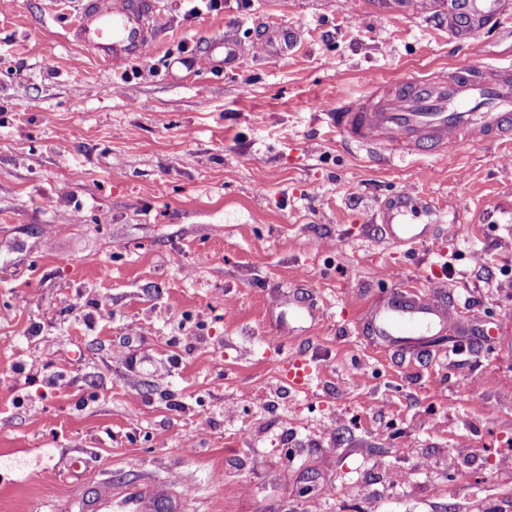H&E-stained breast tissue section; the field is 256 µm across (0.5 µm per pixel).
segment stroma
I'll return each instance as SVG.
<instances>
[{"label":"stroma","instance_id":"35a3bbf8","mask_svg":"<svg viewBox=\"0 0 512 512\" xmlns=\"http://www.w3.org/2000/svg\"><path fill=\"white\" fill-rule=\"evenodd\" d=\"M156 2L163 41L114 70L70 38L76 0H0V512L107 478L177 480L189 512H512V146L392 159L327 119L512 62V0L477 59L448 0ZM265 24L287 56L253 51ZM223 36L239 59L201 65ZM406 191L433 227L400 245L374 215ZM395 291L447 328L373 341ZM297 41V36L288 29L275 26L264 27L256 45L265 52L288 53Z\"/></svg>","mask_w":512,"mask_h":512}]
</instances>
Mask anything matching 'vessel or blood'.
<instances>
[{"label":"vessel or blood","mask_w":512,"mask_h":512,"mask_svg":"<svg viewBox=\"0 0 512 512\" xmlns=\"http://www.w3.org/2000/svg\"><path fill=\"white\" fill-rule=\"evenodd\" d=\"M71 33L101 63L118 67L144 58L149 44L159 39L162 22L154 0H79ZM296 41L293 32L267 26L257 45L268 53H285ZM329 119L339 134L355 144L444 161L462 143L512 137V63L377 82L358 97L338 99ZM365 316L373 335L396 344L448 321L435 301L412 296L373 304ZM171 493L165 482L99 480L67 508L69 512H172Z\"/></svg>","instance_id":"vessel-or-blood-1"}]
</instances>
